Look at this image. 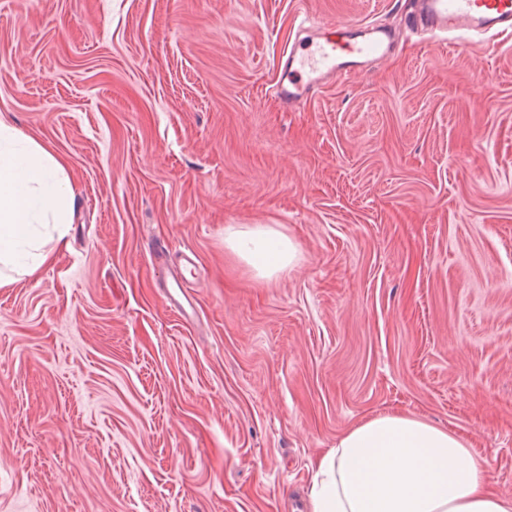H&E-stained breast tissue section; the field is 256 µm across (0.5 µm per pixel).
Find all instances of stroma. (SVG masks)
I'll use <instances>...</instances> for the list:
<instances>
[{"label":"stroma","instance_id":"stroma-1","mask_svg":"<svg viewBox=\"0 0 512 512\" xmlns=\"http://www.w3.org/2000/svg\"><path fill=\"white\" fill-rule=\"evenodd\" d=\"M405 13L0 0V115L75 196L49 262L0 286V512H308L315 460L386 414L512 495V39L451 52ZM307 18L401 49L290 112ZM255 227L296 244L288 271L230 250ZM186 247L188 321L163 288Z\"/></svg>","mask_w":512,"mask_h":512}]
</instances>
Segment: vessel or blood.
Masks as SVG:
<instances>
[{"instance_id":"1","label":"vessel or blood","mask_w":512,"mask_h":512,"mask_svg":"<svg viewBox=\"0 0 512 512\" xmlns=\"http://www.w3.org/2000/svg\"><path fill=\"white\" fill-rule=\"evenodd\" d=\"M411 30L460 39L469 35L512 36V0H405ZM398 34L370 22L319 23L288 50L276 95L293 108L330 80L363 72L395 49Z\"/></svg>"}]
</instances>
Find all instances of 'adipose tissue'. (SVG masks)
<instances>
[{"label":"adipose tissue","instance_id":"ef3b65f1","mask_svg":"<svg viewBox=\"0 0 512 512\" xmlns=\"http://www.w3.org/2000/svg\"><path fill=\"white\" fill-rule=\"evenodd\" d=\"M63 162L0 117V267L33 274L46 262L33 227L66 223L74 194ZM258 276L285 272L297 247L257 227L227 239ZM311 512H512L486 464L456 436L418 418L382 415L347 432L317 459Z\"/></svg>","mask_w":512,"mask_h":512}]
</instances>
